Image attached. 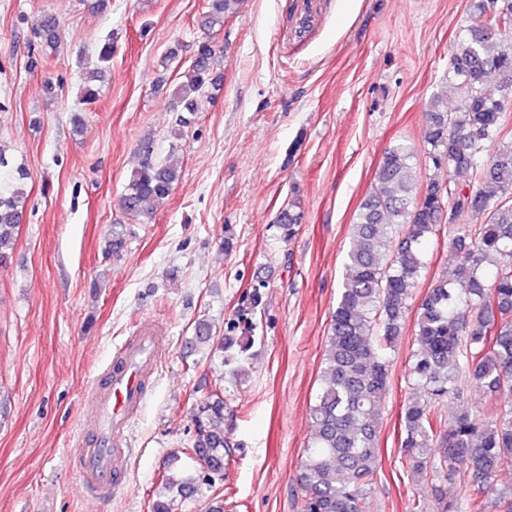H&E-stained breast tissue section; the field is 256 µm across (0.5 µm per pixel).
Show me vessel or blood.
I'll list each match as a JSON object with an SVG mask.
<instances>
[{
	"label": "vessel or blood",
	"instance_id": "obj_1",
	"mask_svg": "<svg viewBox=\"0 0 512 512\" xmlns=\"http://www.w3.org/2000/svg\"><path fill=\"white\" fill-rule=\"evenodd\" d=\"M163 348L164 338L155 324L143 321L137 334L119 348L111 364L88 387L91 401L70 463L89 499H106L127 487L132 451L126 446V433L147 398V382Z\"/></svg>",
	"mask_w": 512,
	"mask_h": 512
}]
</instances>
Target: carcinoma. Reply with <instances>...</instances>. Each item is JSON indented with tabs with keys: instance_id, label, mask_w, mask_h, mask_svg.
Segmentation results:
<instances>
[{
	"instance_id": "obj_1",
	"label": "carcinoma",
	"mask_w": 512,
	"mask_h": 512,
	"mask_svg": "<svg viewBox=\"0 0 512 512\" xmlns=\"http://www.w3.org/2000/svg\"><path fill=\"white\" fill-rule=\"evenodd\" d=\"M244 0H210L204 24L223 26ZM478 25L455 40L448 84L459 96L448 111L438 96L425 113L424 153L433 167L448 169V181L424 182L414 163L417 149L406 142L384 150L371 191L360 202L352 224V246L336 308L331 315L320 371L310 408L311 441L299 462V512H366L380 467L381 407L389 389L390 359L406 329L412 289L427 274L425 244L448 232L453 278H433L417 308L415 348L408 381L418 395L404 405L402 447L410 471L432 487L438 512H483L494 500L497 512H512V485H499L498 473L512 471V0H480ZM61 22L45 13L32 27L35 42L47 51L60 39ZM112 42L97 53L100 67L88 72L83 97L98 91V74L109 67ZM173 95L176 135L190 127L198 98L224 84V73L209 48L197 53ZM139 164L120 198L127 215L161 205L179 181L181 167L154 155L142 141ZM9 168L12 190L0 192V265L13 258L24 215L30 173L8 167L0 145V168ZM304 221L299 202L290 201L276 223L293 239ZM131 230L114 224L105 241L106 257L119 259ZM262 306L260 289L246 295L243 308L213 340L209 324L196 326L194 345L222 353L234 378L246 374L254 345L251 316ZM483 390L488 402L472 407L464 384ZM456 407L453 424L442 410ZM224 388L214 383L196 401L194 434L186 454L194 475L172 474L168 491L184 497L203 483L215 488L209 512H224V459L234 443L224 426ZM459 476L455 494L443 485Z\"/></svg>"
}]
</instances>
